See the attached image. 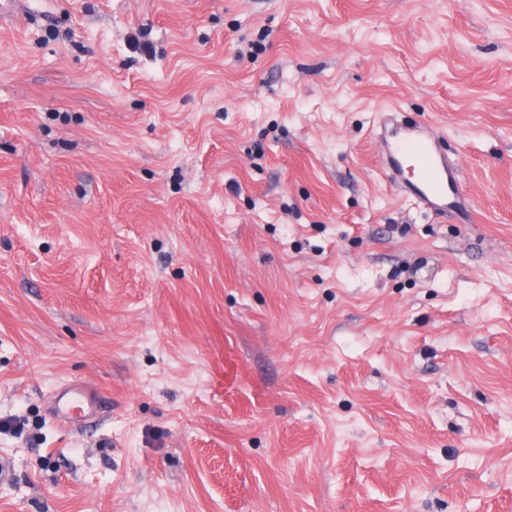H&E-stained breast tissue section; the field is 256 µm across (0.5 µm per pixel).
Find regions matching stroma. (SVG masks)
Segmentation results:
<instances>
[{
  "mask_svg": "<svg viewBox=\"0 0 512 512\" xmlns=\"http://www.w3.org/2000/svg\"><path fill=\"white\" fill-rule=\"evenodd\" d=\"M2 420L0 512H512V0H0ZM382 143L383 169L417 208L432 215L466 208L459 191L457 166L426 124L397 126ZM96 395L90 390L80 386H68L61 388L54 396V402L58 410L67 419L76 422L85 417L96 404Z\"/></svg>",
  "mask_w": 512,
  "mask_h": 512,
  "instance_id": "stroma-1",
  "label": "stroma"
}]
</instances>
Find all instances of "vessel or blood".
<instances>
[{"instance_id":"vessel-or-blood-1","label":"vessel or blood","mask_w":512,"mask_h":512,"mask_svg":"<svg viewBox=\"0 0 512 512\" xmlns=\"http://www.w3.org/2000/svg\"><path fill=\"white\" fill-rule=\"evenodd\" d=\"M382 143L383 169L417 208L432 215L464 208L457 167L427 125L394 127ZM54 402L67 419L78 422L95 406L96 396L86 388L68 386L55 394Z\"/></svg>"}]
</instances>
